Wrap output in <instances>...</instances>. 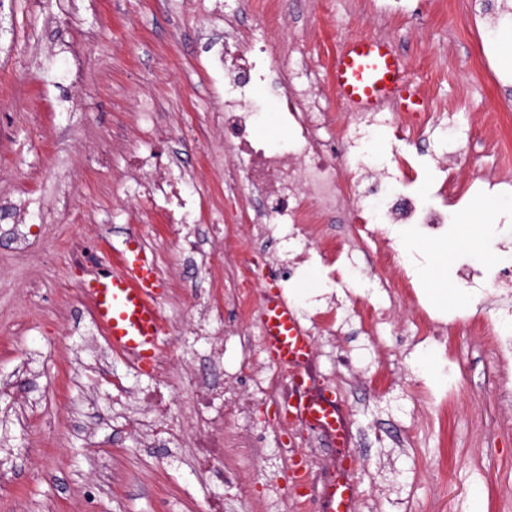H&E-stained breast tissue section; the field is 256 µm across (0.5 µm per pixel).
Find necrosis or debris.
I'll return each mask as SVG.
<instances>
[{"label": "necrosis or debris", "mask_w": 512, "mask_h": 512, "mask_svg": "<svg viewBox=\"0 0 512 512\" xmlns=\"http://www.w3.org/2000/svg\"><path fill=\"white\" fill-rule=\"evenodd\" d=\"M315 61L305 42H294L288 61L277 60L266 37L243 39L225 31L224 54L213 61V71L222 82L224 104L214 120L224 133V146L230 156L224 164V182L258 196L262 210L249 233L262 236L270 231L281 233L283 242L303 239L321 245L315 230L325 213L336 212L345 222L363 225L372 237L387 236L392 225L418 224L428 233L439 234L448 222V196L460 194L462 162L460 150L439 140L432 154L442 182L433 204L397 191L385 204L374 203L372 195L353 189L348 177L377 178L386 184L394 177L388 166L370 163L365 154L336 153L321 131L331 123L326 112L324 86ZM267 87L279 102L277 122L286 126L288 149L269 151L266 141L254 136L261 121L254 93ZM157 388L142 391L140 405L150 418L141 423L146 434L160 433L178 438L194 434L198 464L208 468L214 462L224 464V480L231 487L241 482L237 468L224 459V447L234 442L240 456L255 457L259 451L241 433H225L224 423L233 419L250 423V398L285 405L289 394V369L278 363L274 369H260L250 379V394L242 396L237 377L228 375L223 385H207L190 373H182L181 388L192 395L187 413L172 414L162 385L173 376L171 365L156 361L152 368ZM288 430L287 441L279 442L280 465L289 475L298 495L292 507L301 512L308 500L330 504L337 473L344 454L327 455L323 445L331 441L325 425L282 416Z\"/></svg>", "instance_id": "obj_1"}]
</instances>
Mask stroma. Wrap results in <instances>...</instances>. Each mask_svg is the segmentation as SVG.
I'll return each mask as SVG.
<instances>
[{"mask_svg":"<svg viewBox=\"0 0 512 512\" xmlns=\"http://www.w3.org/2000/svg\"><path fill=\"white\" fill-rule=\"evenodd\" d=\"M497 2L507 14L489 33L469 0H402L380 32L373 20L387 0H248L232 22L245 31L258 16L287 12L271 31L272 52L287 60L290 42L310 38L327 84L343 40L379 33L405 54L430 121L388 128L375 153L407 158L409 189L429 200L439 175L424 149L442 134L464 146L472 186L449 204L448 230L470 221L483 240L480 251L461 248L448 261L443 346L418 336L411 311L391 309L383 287L391 272L364 267L335 281L316 249L300 259L276 234L248 237L260 200L236 202L224 188V137L212 125L218 93L199 47L218 24L209 0H0V512H211L217 499L224 512H288L286 475H277L279 500L268 499L273 461L239 459L245 484L231 493L222 464L199 472L190 449L153 443L131 423L134 394L156 380L113 349L82 300L89 276L68 259L73 224L107 252L139 241L168 270L156 298L171 339L159 356L175 371L202 368L220 383L270 363L261 329L224 303L223 268L186 264L132 197L129 164L148 144L161 168L197 177L206 252L250 263L262 250L297 264L286 282L252 265L253 303L280 296L310 328L322 370L353 416L349 478L361 512H512V402L501 399L512 393V368H499L470 332L472 321L512 304L503 278L512 265V184L482 182L491 169L512 173V0ZM145 98L171 140L149 142L138 112ZM483 200L495 212L475 211ZM391 244L416 256L414 283L438 308L425 276L436 262L429 239L401 225ZM471 266L485 273L483 294L462 279ZM367 304L392 311L374 335ZM244 328L254 343L247 360L229 343ZM215 343L220 362L205 365ZM342 353L351 367L336 363Z\"/></svg>","mask_w":512,"mask_h":512,"instance_id":"obj_1","label":"stroma"}]
</instances>
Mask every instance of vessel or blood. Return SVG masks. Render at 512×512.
Here are the masks:
<instances>
[{
    "label": "vessel or blood",
    "mask_w": 512,
    "mask_h": 512,
    "mask_svg": "<svg viewBox=\"0 0 512 512\" xmlns=\"http://www.w3.org/2000/svg\"><path fill=\"white\" fill-rule=\"evenodd\" d=\"M405 62L380 38L345 43L332 69L337 98L352 112H368L386 105L401 112H421L422 99L408 91ZM160 281L145 248L126 242L120 267L94 271L85 290L90 308L113 348L139 363L154 361L160 349L162 320L155 302ZM264 343L281 362L295 361L311 348L306 331L293 309L279 296L266 297L262 307Z\"/></svg>",
    "instance_id": "b4317fda"
}]
</instances>
